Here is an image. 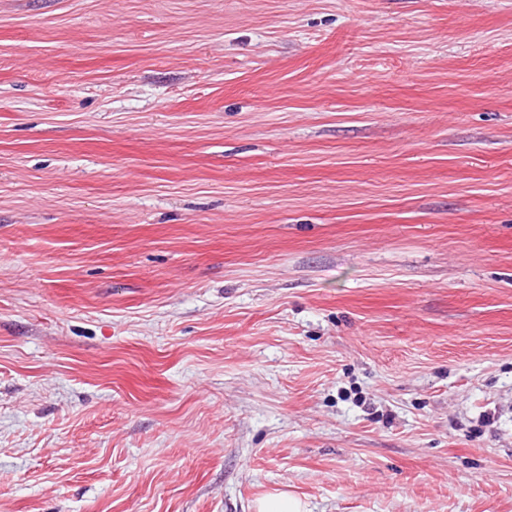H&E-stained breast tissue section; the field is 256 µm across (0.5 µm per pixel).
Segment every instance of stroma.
<instances>
[{
  "mask_svg": "<svg viewBox=\"0 0 512 512\" xmlns=\"http://www.w3.org/2000/svg\"><path fill=\"white\" fill-rule=\"evenodd\" d=\"M512 512V0H0V512ZM256 512H309L307 504L292 492L281 490L267 494L256 503Z\"/></svg>",
  "mask_w": 512,
  "mask_h": 512,
  "instance_id": "stroma-1",
  "label": "stroma"
}]
</instances>
